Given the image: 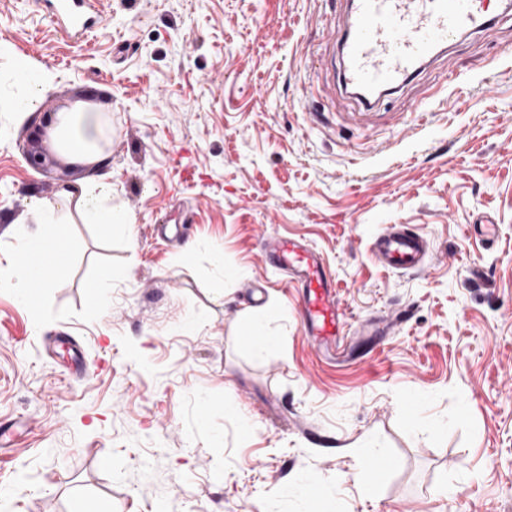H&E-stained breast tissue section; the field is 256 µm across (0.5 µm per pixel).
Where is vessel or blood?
I'll use <instances>...</instances> for the list:
<instances>
[{
	"label": "vessel or blood",
	"mask_w": 512,
	"mask_h": 512,
	"mask_svg": "<svg viewBox=\"0 0 512 512\" xmlns=\"http://www.w3.org/2000/svg\"><path fill=\"white\" fill-rule=\"evenodd\" d=\"M56 32L92 41L102 26L100 0H40ZM485 0H346V20L333 36L338 45L340 83L369 102L383 90H400L416 79L454 38L490 28ZM370 251L389 270H424L426 239L401 224L384 225ZM267 265L283 270L287 287L300 297L303 325L317 347L351 351L356 339H383L398 318L372 315L349 323L336 300V281L322 256L306 242L268 235Z\"/></svg>",
	"instance_id": "1"
}]
</instances>
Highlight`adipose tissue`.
Listing matches in <instances>:
<instances>
[{"label":"adipose tissue","instance_id":"ef3b65f1","mask_svg":"<svg viewBox=\"0 0 512 512\" xmlns=\"http://www.w3.org/2000/svg\"><path fill=\"white\" fill-rule=\"evenodd\" d=\"M9 78L17 92L5 98L0 106L10 112L14 122L21 124L38 110L53 85L54 76L45 67L15 56L11 59ZM39 137L48 156L77 171L96 168L103 161L110 145L102 110L92 100L80 101L71 108L51 113L47 120L40 122ZM111 192L110 183L83 180L78 190L64 188L55 199L36 201L34 211L38 228L18 238L16 258L0 263V282H9L13 287L21 289L23 296H30L34 284L18 256L35 248L70 245L64 212L71 203H79L81 216L86 223L98 225L107 231L117 227H131V215L109 204Z\"/></svg>","mask_w":512,"mask_h":512}]
</instances>
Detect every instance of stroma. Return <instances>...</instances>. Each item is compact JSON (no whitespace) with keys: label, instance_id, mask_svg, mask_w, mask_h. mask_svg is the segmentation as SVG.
I'll return each mask as SVG.
<instances>
[{"label":"stroma","instance_id":"1","mask_svg":"<svg viewBox=\"0 0 512 512\" xmlns=\"http://www.w3.org/2000/svg\"><path fill=\"white\" fill-rule=\"evenodd\" d=\"M87 44L36 0H0L11 56L55 74L46 104L89 97L100 168L133 217L74 243L32 318L0 285V512H512V11L449 44L433 73L371 107L339 88L343 0H101ZM463 92L433 101L436 77ZM32 123L0 112V255L31 201L75 177L30 161ZM491 218L493 242L471 225ZM386 224L423 234L426 271L369 250ZM267 233L307 240L355 319L405 314L379 346L332 363L297 294L264 263ZM195 245V259L179 258ZM111 269L107 306L87 284ZM270 307L273 348L241 323ZM363 444L394 460L378 490ZM319 487L318 499L299 493Z\"/></svg>","mask_w":512,"mask_h":512}]
</instances>
